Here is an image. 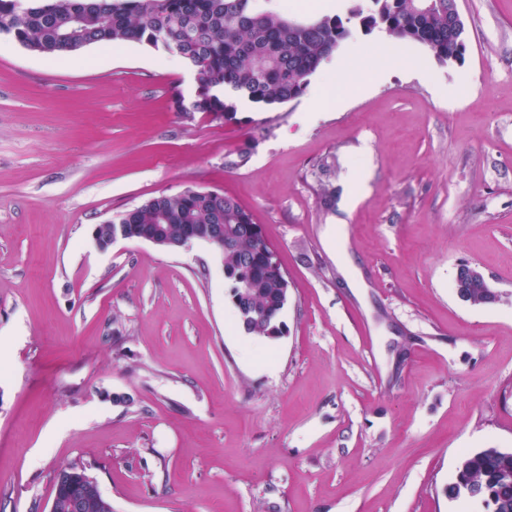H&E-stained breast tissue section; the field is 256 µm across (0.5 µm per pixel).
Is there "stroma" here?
Wrapping results in <instances>:
<instances>
[{
    "instance_id": "stroma-1",
    "label": "stroma",
    "mask_w": 512,
    "mask_h": 512,
    "mask_svg": "<svg viewBox=\"0 0 512 512\" xmlns=\"http://www.w3.org/2000/svg\"><path fill=\"white\" fill-rule=\"evenodd\" d=\"M457 4L462 61L401 43L313 122L180 116L194 69L140 43L0 51V512H48L72 466L112 512H486L447 488L512 450V0ZM188 188L252 213L282 336L238 328L206 243L97 246ZM464 263L499 302L459 300Z\"/></svg>"
}]
</instances>
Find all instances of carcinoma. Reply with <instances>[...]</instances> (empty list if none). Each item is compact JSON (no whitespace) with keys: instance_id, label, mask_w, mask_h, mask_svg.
<instances>
[{"instance_id":"1","label":"carcinoma","mask_w":512,"mask_h":512,"mask_svg":"<svg viewBox=\"0 0 512 512\" xmlns=\"http://www.w3.org/2000/svg\"><path fill=\"white\" fill-rule=\"evenodd\" d=\"M383 30L423 46L438 62L461 59L466 44L448 30V0H367L345 15L291 19L263 11L256 0H0V34L25 49L60 56L87 46L136 41L178 53L197 72L195 95L171 99L174 111L235 119L246 99L273 109L303 96L310 78L351 36ZM224 89V95L215 93ZM133 224L138 233L162 228L178 242L187 232L204 238L212 224L224 226L217 247L231 285L237 325L252 337L278 332L286 305L283 271L251 213L236 199L188 188L162 194L98 225L99 239L114 224ZM466 478L483 490L490 512H512V450L483 448L463 458Z\"/></svg>"}]
</instances>
